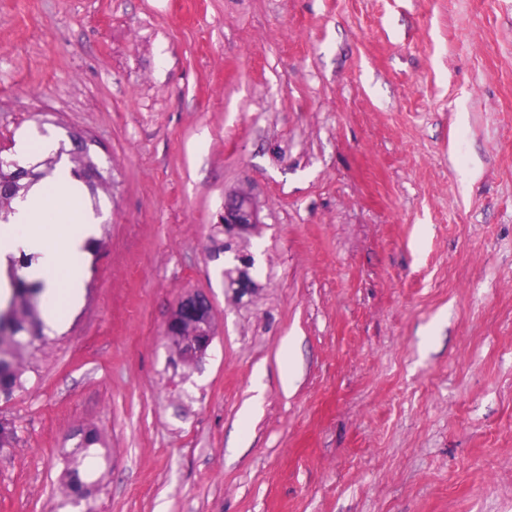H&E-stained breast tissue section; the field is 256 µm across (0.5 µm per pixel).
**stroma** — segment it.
<instances>
[{
    "instance_id": "35a3bbf8",
    "label": "stroma",
    "mask_w": 512,
    "mask_h": 512,
    "mask_svg": "<svg viewBox=\"0 0 512 512\" xmlns=\"http://www.w3.org/2000/svg\"><path fill=\"white\" fill-rule=\"evenodd\" d=\"M39 128L90 141L104 245L0 402V512H81L87 426L93 512H512V0H0V156ZM259 211L253 198L246 192H238L224 200V252L231 251L234 240L250 232L259 224ZM251 257L249 254L237 253L235 259L239 264L231 269L235 272V276L227 279V287L231 288L233 293L239 298L252 296L256 291L257 284L249 272L254 265ZM173 314L176 317H173ZM184 320L190 333L182 339L180 346H174L172 361L174 364L182 361L199 362L207 352L214 339L215 314L209 298L199 291H188L182 295L175 304L174 310L169 316L165 329V338L169 325L175 320ZM85 444L82 445L78 442L76 448H86L83 452L79 453L76 450H73L70 457L65 458V466L62 471L61 480L63 485L67 490V497L70 503L75 506H79L82 503V500H87L91 495V489L96 485V482H89L88 475L86 471L82 470L80 467L82 465L81 461H79L78 456L80 455L83 459L92 455L91 447L97 445L100 442V434L96 428H82ZM83 486H88L89 489H86V494L81 497L78 492Z\"/></svg>"
}]
</instances>
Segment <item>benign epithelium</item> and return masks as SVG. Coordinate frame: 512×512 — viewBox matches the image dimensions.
Segmentation results:
<instances>
[{
    "instance_id": "obj_1",
    "label": "benign epithelium",
    "mask_w": 512,
    "mask_h": 512,
    "mask_svg": "<svg viewBox=\"0 0 512 512\" xmlns=\"http://www.w3.org/2000/svg\"><path fill=\"white\" fill-rule=\"evenodd\" d=\"M260 223L259 211L253 198L246 192L230 195L224 200V251L232 250L234 240L250 232ZM238 265L233 267L235 276L227 279V287L242 298L255 293L257 284L250 275L254 261L249 254L235 255ZM181 319L188 324L190 333L182 339L180 346L172 350V361L198 362L202 360L214 339L215 314L209 298L199 291H189L175 304L173 316L167 323Z\"/></svg>"
}]
</instances>
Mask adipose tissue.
<instances>
[{
    "instance_id": "1",
    "label": "adipose tissue",
    "mask_w": 512,
    "mask_h": 512,
    "mask_svg": "<svg viewBox=\"0 0 512 512\" xmlns=\"http://www.w3.org/2000/svg\"><path fill=\"white\" fill-rule=\"evenodd\" d=\"M84 195L70 169H58L17 199L8 222L0 224V268L21 254L36 255V263L21 274L44 282L42 319L51 328L61 319L59 302L76 304L83 291L79 259L94 224Z\"/></svg>"
}]
</instances>
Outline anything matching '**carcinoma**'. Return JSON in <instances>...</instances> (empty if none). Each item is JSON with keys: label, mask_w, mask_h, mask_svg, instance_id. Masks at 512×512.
Here are the masks:
<instances>
[{"label": "carcinoma", "mask_w": 512, "mask_h": 512, "mask_svg": "<svg viewBox=\"0 0 512 512\" xmlns=\"http://www.w3.org/2000/svg\"><path fill=\"white\" fill-rule=\"evenodd\" d=\"M61 154L48 156L39 161L35 168L40 170L36 182L53 175ZM31 187L19 189L5 185L0 190V221L7 220L13 211V202L24 197ZM34 257L22 256L13 260L9 271L12 283V293L6 306H0V401L8 402L14 395L23 390L28 382L26 372L29 371V358L41 350L46 344L41 320V292L44 284L41 281L30 282L17 274V269L32 264ZM85 444H77L84 448V453L72 451L65 458V466L61 480L67 490L70 503L79 506L83 497L79 495L82 487H88L86 495H91V487L96 482H90L86 471L81 469L79 458L91 455V447L100 442L99 431L95 428L83 429ZM18 442V431L15 423L9 419H0V452L13 448Z\"/></svg>", "instance_id": "cac0c4a2"}]
</instances>
